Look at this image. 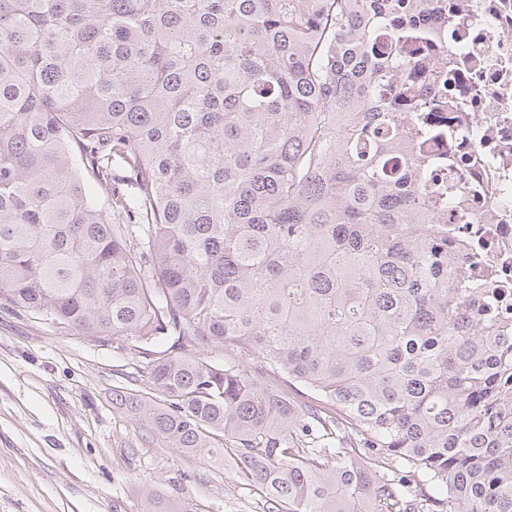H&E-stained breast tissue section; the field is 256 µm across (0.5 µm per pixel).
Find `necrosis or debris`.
I'll return each instance as SVG.
<instances>
[{"label": "necrosis or debris", "instance_id": "obj_1", "mask_svg": "<svg viewBox=\"0 0 512 512\" xmlns=\"http://www.w3.org/2000/svg\"><path fill=\"white\" fill-rule=\"evenodd\" d=\"M454 107L432 112L449 134L425 143L449 160L437 177L462 190L448 218L465 248L460 288H497L512 306V0H451Z\"/></svg>", "mask_w": 512, "mask_h": 512}]
</instances>
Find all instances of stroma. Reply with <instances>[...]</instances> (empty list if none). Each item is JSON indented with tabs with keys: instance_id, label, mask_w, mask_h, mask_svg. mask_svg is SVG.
<instances>
[{
	"instance_id": "1",
	"label": "stroma",
	"mask_w": 512,
	"mask_h": 512,
	"mask_svg": "<svg viewBox=\"0 0 512 512\" xmlns=\"http://www.w3.org/2000/svg\"><path fill=\"white\" fill-rule=\"evenodd\" d=\"M118 386L152 392L130 342L0 303V512H140L146 490L197 512H264L231 459L186 456L113 407Z\"/></svg>"
}]
</instances>
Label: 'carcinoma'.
Here are the masks:
<instances>
[{"label": "carcinoma", "instance_id": "1", "mask_svg": "<svg viewBox=\"0 0 512 512\" xmlns=\"http://www.w3.org/2000/svg\"><path fill=\"white\" fill-rule=\"evenodd\" d=\"M447 24L446 0H0V300L136 343L162 399L112 403L189 456L230 444L266 512H512V324L453 287L464 198L420 148L454 55L416 53Z\"/></svg>", "mask_w": 512, "mask_h": 512}]
</instances>
